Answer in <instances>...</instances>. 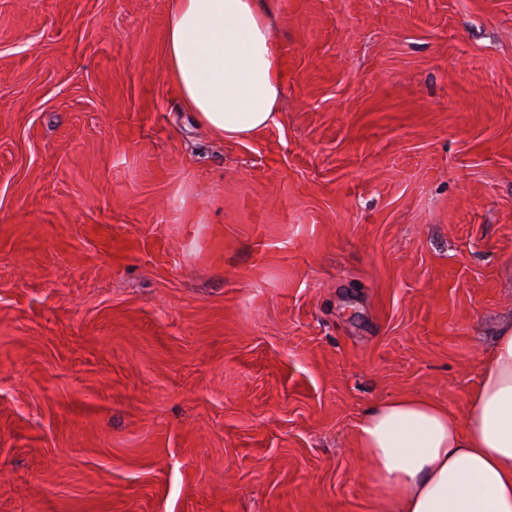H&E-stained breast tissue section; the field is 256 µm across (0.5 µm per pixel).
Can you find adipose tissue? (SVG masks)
Wrapping results in <instances>:
<instances>
[{
    "label": "adipose tissue",
    "mask_w": 512,
    "mask_h": 512,
    "mask_svg": "<svg viewBox=\"0 0 512 512\" xmlns=\"http://www.w3.org/2000/svg\"><path fill=\"white\" fill-rule=\"evenodd\" d=\"M165 48L182 106L212 137L274 121L283 87L259 0H174ZM355 441L379 512H512V325L480 358L464 415L391 396L363 414Z\"/></svg>",
    "instance_id": "adipose-tissue-1"
}]
</instances>
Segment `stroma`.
<instances>
[{
	"mask_svg": "<svg viewBox=\"0 0 512 512\" xmlns=\"http://www.w3.org/2000/svg\"><path fill=\"white\" fill-rule=\"evenodd\" d=\"M262 2L221 141L172 0H0V512H376L358 420L464 412L512 321V0ZM259 0H174L167 75L195 123L219 140L258 134L282 96L278 47Z\"/></svg>",
	"mask_w": 512,
	"mask_h": 512,
	"instance_id": "stroma-1",
	"label": "stroma"
}]
</instances>
